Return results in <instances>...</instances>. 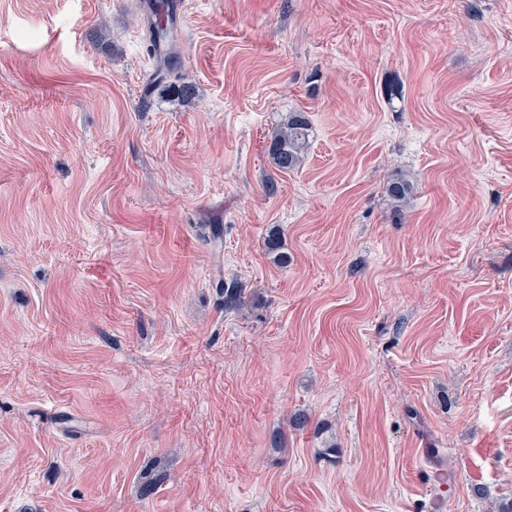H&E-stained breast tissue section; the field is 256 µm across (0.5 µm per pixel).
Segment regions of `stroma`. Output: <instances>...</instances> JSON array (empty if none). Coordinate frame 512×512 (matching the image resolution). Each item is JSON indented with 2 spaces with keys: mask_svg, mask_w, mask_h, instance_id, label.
Listing matches in <instances>:
<instances>
[{
  "mask_svg": "<svg viewBox=\"0 0 512 512\" xmlns=\"http://www.w3.org/2000/svg\"><path fill=\"white\" fill-rule=\"evenodd\" d=\"M177 2L0 0V512H499L512 0ZM175 3L173 0H155L154 3L150 4V15L147 24V36L151 50L157 55L156 57L166 71H170L174 66V55L172 52L164 57L160 52V45L170 37L171 25L173 24L175 16ZM161 12L166 16V21L160 20ZM159 56V57H158ZM309 130L310 122L305 113L292 112L272 137L268 152L280 172L292 171L301 164Z\"/></svg>",
  "mask_w": 512,
  "mask_h": 512,
  "instance_id": "stroma-1",
  "label": "stroma"
}]
</instances>
